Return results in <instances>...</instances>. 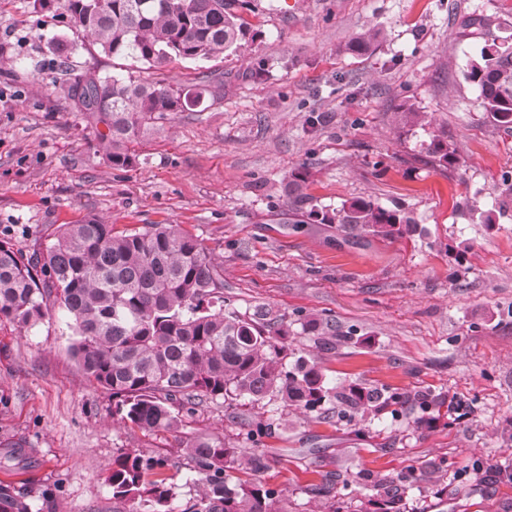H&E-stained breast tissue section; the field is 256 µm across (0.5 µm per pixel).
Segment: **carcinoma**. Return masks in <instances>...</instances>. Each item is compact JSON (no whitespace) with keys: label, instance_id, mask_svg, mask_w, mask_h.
<instances>
[{"label":"carcinoma","instance_id":"cac0c4a2","mask_svg":"<svg viewBox=\"0 0 512 512\" xmlns=\"http://www.w3.org/2000/svg\"><path fill=\"white\" fill-rule=\"evenodd\" d=\"M76 26L107 55L151 67L181 58L203 60L234 52L246 30L239 0H64ZM466 78L485 112L512 129V44H491L469 62ZM206 88L165 86L120 75H76L68 95L80 112L103 124L112 165L128 167V143L169 112L203 102ZM308 173L289 175L293 224H337L392 240L418 224L398 208L353 199L329 212L305 209ZM211 253L177 224H146L117 232L95 217L63 224L44 249L29 257L0 243V318L25 333L66 311L73 356L86 379L112 394L115 414L142 432L174 431L182 410L222 399L258 404L276 398L285 408L313 411L334 399L351 411L399 412L410 396L388 388L349 392L329 385L304 357L286 368L288 326L248 318L224 306V283ZM196 493L180 512H282L275 491L231 484V472L256 475L266 457L219 436L186 444ZM167 461L140 449L119 453L109 476L112 498L129 512H173L174 476ZM392 512L398 487L379 485ZM0 512H32L31 492L0 483Z\"/></svg>","mask_w":512,"mask_h":512}]
</instances>
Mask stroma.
Here are the masks:
<instances>
[{
  "label": "stroma",
  "instance_id": "stroma-1",
  "mask_svg": "<svg viewBox=\"0 0 512 512\" xmlns=\"http://www.w3.org/2000/svg\"><path fill=\"white\" fill-rule=\"evenodd\" d=\"M239 14L246 48L155 70L106 56L60 0H0V241L29 255L89 217L118 231L180 225L221 266L231 308L286 323L331 385L428 392L453 401L456 422L421 423L415 405L346 414L333 400L299 414L274 398L208 401L179 432L144 433L82 377L58 309L25 334L0 320V455L30 450L0 482L49 489L32 512H128L108 477L137 448L174 463L181 502L196 490L183 442L217 435L265 454L261 483L286 512H373L371 484L404 475L403 512H512V132L466 78L484 46L512 39V0H243ZM371 28L376 46L350 50ZM85 73L222 91L145 127L118 169L104 125L68 96ZM409 106L425 124L399 127ZM435 139L456 147L455 164L432 161ZM301 167L311 205L370 198L417 232L383 241L287 223ZM313 317L333 346L303 331Z\"/></svg>",
  "mask_w": 512,
  "mask_h": 512
}]
</instances>
